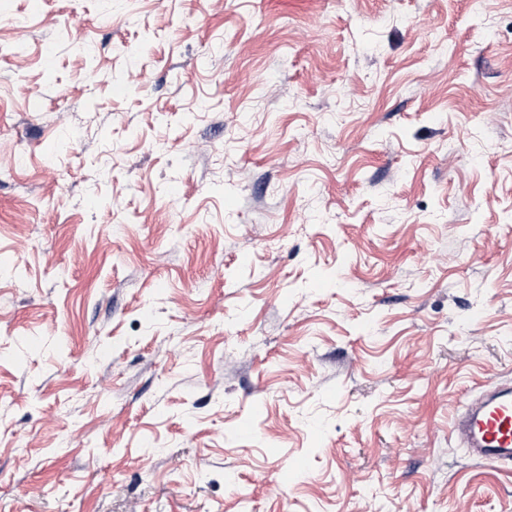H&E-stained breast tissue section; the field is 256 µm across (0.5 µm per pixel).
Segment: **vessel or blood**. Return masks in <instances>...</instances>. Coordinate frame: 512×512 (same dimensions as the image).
Wrapping results in <instances>:
<instances>
[{
	"label": "vessel or blood",
	"instance_id": "obj_1",
	"mask_svg": "<svg viewBox=\"0 0 512 512\" xmlns=\"http://www.w3.org/2000/svg\"><path fill=\"white\" fill-rule=\"evenodd\" d=\"M451 432L475 459L512 465V386L477 396L454 416Z\"/></svg>",
	"mask_w": 512,
	"mask_h": 512
}]
</instances>
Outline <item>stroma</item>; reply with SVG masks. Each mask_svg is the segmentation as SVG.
Here are the masks:
<instances>
[{
    "mask_svg": "<svg viewBox=\"0 0 512 512\" xmlns=\"http://www.w3.org/2000/svg\"><path fill=\"white\" fill-rule=\"evenodd\" d=\"M0 512H512V0H0ZM451 433L475 459L512 465V386L477 396L454 416Z\"/></svg>",
    "mask_w": 512,
    "mask_h": 512,
    "instance_id": "stroma-1",
    "label": "stroma"
}]
</instances>
